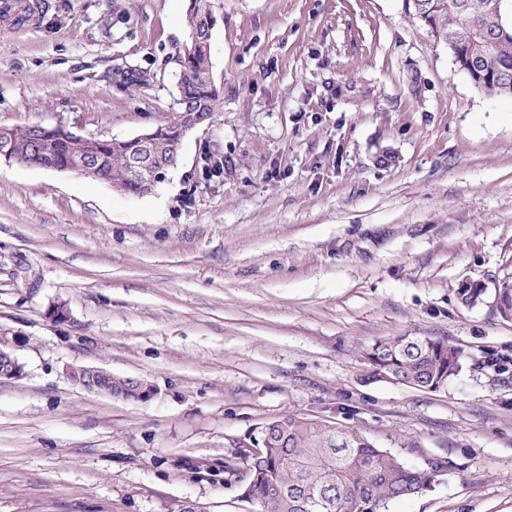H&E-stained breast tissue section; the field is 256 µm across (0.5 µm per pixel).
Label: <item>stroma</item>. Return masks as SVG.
<instances>
[{
  "label": "stroma",
  "mask_w": 512,
  "mask_h": 512,
  "mask_svg": "<svg viewBox=\"0 0 512 512\" xmlns=\"http://www.w3.org/2000/svg\"><path fill=\"white\" fill-rule=\"evenodd\" d=\"M40 2L22 33L0 21V128L132 137L175 112L189 0ZM407 5L210 0L220 100L147 195L0 165V329L25 369L0 382V512H252L247 446L288 415L440 466L386 512H512V99ZM127 67L148 85H116ZM404 334L460 348V373H375ZM70 364L154 394L83 391Z\"/></svg>",
  "instance_id": "35a3bbf8"
}]
</instances>
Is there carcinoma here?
<instances>
[{"label":"carcinoma","instance_id":"obj_1","mask_svg":"<svg viewBox=\"0 0 512 512\" xmlns=\"http://www.w3.org/2000/svg\"><path fill=\"white\" fill-rule=\"evenodd\" d=\"M412 16L448 47L472 85L490 97L512 98V20L496 0H410ZM188 66L195 72L212 66L210 50L192 48ZM179 110L214 113L220 89L213 78L185 81ZM178 125L164 117L155 125L170 143ZM30 125L0 131V149L12 145L11 163L63 166L85 154L80 137L53 132L45 149L31 147ZM140 150L136 141L114 147L103 139L92 156L97 179L137 195L139 185L126 178V158ZM375 371L394 373L404 384L428 391L441 388L462 369L463 352L428 336H395L376 343L368 353ZM271 442L249 458L242 497L253 512H383L388 502L414 496L428 488L439 467L411 468L391 451L376 446L363 433L299 416L266 423Z\"/></svg>","mask_w":512,"mask_h":512}]
</instances>
